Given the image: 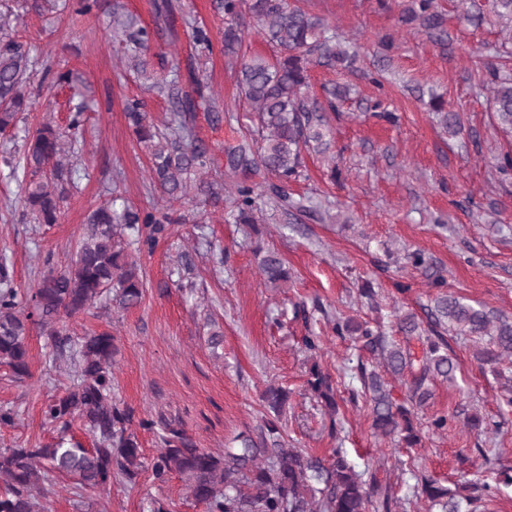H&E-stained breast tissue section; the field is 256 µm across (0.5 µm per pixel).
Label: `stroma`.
<instances>
[{
	"mask_svg": "<svg viewBox=\"0 0 512 512\" xmlns=\"http://www.w3.org/2000/svg\"><path fill=\"white\" fill-rule=\"evenodd\" d=\"M408 0H303L324 16L358 58L353 70L309 67V93L324 98L334 85L350 86L348 100L324 117L332 131L326 153L305 151V169L288 192L303 201L301 211L262 205L254 223H236L231 199L240 182L262 186L270 176L256 169H231L227 150L260 139L249 106L240 98L237 72L221 51L193 60L180 15L169 21V37L151 45L158 72L179 62L182 85L205 91L224 105L220 115L196 112L198 136L210 147L214 168L224 178L218 206L169 204L151 183L150 161L128 126L126 99H145L157 125L172 117L168 103L148 93L127 71L120 38L113 31V0L75 15L72 0L53 10L21 8L18 30L37 50L34 81L46 73L70 71L72 83L49 92H30L29 108L16 129L0 134V272L27 293L48 270L72 260L90 210L120 195L141 209L175 217L152 249L135 253L144 281L141 303L126 311L111 298L97 301L67 321L63 350L39 329L28 339L29 377L15 380L0 369V450L53 442L58 426L45 422L47 401L62 395L74 375L78 342L108 332L117 353L112 365V398L134 411L136 433L146 457L159 451L158 428L169 422L198 447L222 453L239 434L256 435L266 409L263 391L281 386L292 393L282 418L288 446L325 458L346 450L358 469L375 471L398 505L393 512H426L415 498L416 477L431 476L455 486L463 479L488 482L492 497L484 512H512V406L499 366L479 363L473 341L448 336L456 364L455 381H435L433 396L417 420L422 445L402 448L374 434L369 405L338 387L336 414L304 393L308 371L319 364L333 378L349 368L374 369L375 357L337 337V317L380 324L396 337L398 316L424 317L441 291L465 296L512 316V170L494 168L496 155L511 151L512 138L494 125L489 109L491 78L485 63L512 74V39L495 17L470 22L461 0H436L446 15L447 46L418 26L404 23ZM443 95L464 129L444 133L422 93ZM84 103L85 125L67 161L72 183L53 226L36 223L22 202L11 162L24 150L26 132L39 123L64 128L73 106ZM425 253L429 271L414 269L406 255ZM276 252L290 278L266 287L259 251ZM377 293L378 308L359 294ZM223 331L219 345L208 342ZM320 338L309 354L302 336ZM448 417V429L433 432L432 414ZM479 417L480 429L466 426ZM414 458L416 473L404 462ZM37 512H206L179 475L166 483L142 473L136 484L113 482L103 491L75 488L50 477Z\"/></svg>",
	"mask_w": 512,
	"mask_h": 512,
	"instance_id": "1",
	"label": "stroma"
}]
</instances>
